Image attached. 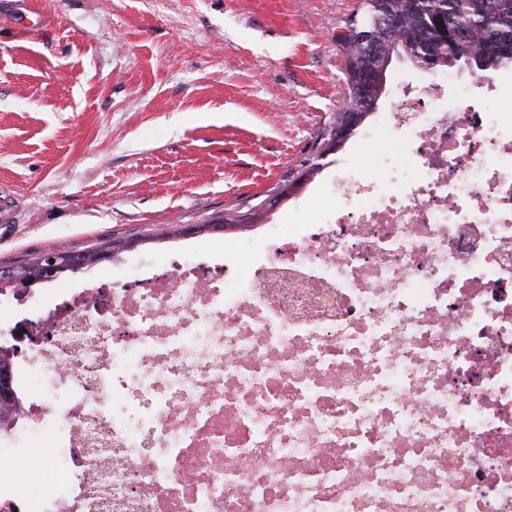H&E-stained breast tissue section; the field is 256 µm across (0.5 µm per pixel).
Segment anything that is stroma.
<instances>
[{
  "instance_id": "stroma-1",
  "label": "stroma",
  "mask_w": 512,
  "mask_h": 512,
  "mask_svg": "<svg viewBox=\"0 0 512 512\" xmlns=\"http://www.w3.org/2000/svg\"><path fill=\"white\" fill-rule=\"evenodd\" d=\"M44 26L0 14V263L113 239V267L158 249V225L214 250L258 221L302 224L314 185L372 172L388 135L351 136L318 156L346 95L336 41L360 0H33ZM432 72L395 60L370 121L392 124L403 92ZM318 160L260 220L197 225L251 205Z\"/></svg>"
}]
</instances>
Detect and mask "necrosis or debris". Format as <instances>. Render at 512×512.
<instances>
[{"mask_svg": "<svg viewBox=\"0 0 512 512\" xmlns=\"http://www.w3.org/2000/svg\"><path fill=\"white\" fill-rule=\"evenodd\" d=\"M376 175L32 306L0 512H512V113L442 83ZM0 448H8L10 452L6 455H2L0 458V466L11 467L14 460L19 458H26L30 462L33 461V449L26 448L24 444V434L17 429L11 430L5 434L2 431L0 434Z\"/></svg>", "mask_w": 512, "mask_h": 512, "instance_id": "obj_1", "label": "necrosis or debris"}]
</instances>
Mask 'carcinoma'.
<instances>
[{
    "mask_svg": "<svg viewBox=\"0 0 512 512\" xmlns=\"http://www.w3.org/2000/svg\"><path fill=\"white\" fill-rule=\"evenodd\" d=\"M336 36L344 54L348 88L341 111L320 136L319 156L338 151L372 112L384 93L387 74L398 54L429 71L464 67L484 79L512 64V0H362L357 17ZM499 43L496 52L487 44ZM121 240L74 254L75 266L47 271L33 257L9 266L26 286L58 281L111 257ZM0 399V423L10 425L22 399L16 390Z\"/></svg>",
    "mask_w": 512,
    "mask_h": 512,
    "instance_id": "cac0c4a2",
    "label": "carcinoma"
}]
</instances>
